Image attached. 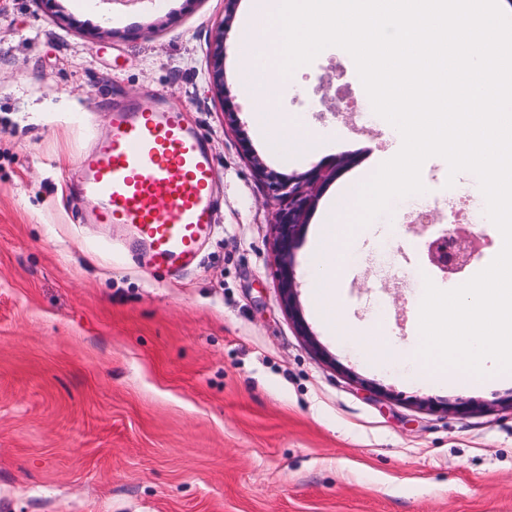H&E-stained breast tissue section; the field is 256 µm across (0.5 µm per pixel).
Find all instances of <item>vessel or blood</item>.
Returning <instances> with one entry per match:
<instances>
[{
	"label": "vessel or blood",
	"mask_w": 512,
	"mask_h": 512,
	"mask_svg": "<svg viewBox=\"0 0 512 512\" xmlns=\"http://www.w3.org/2000/svg\"><path fill=\"white\" fill-rule=\"evenodd\" d=\"M215 179L210 146L181 111L142 99L114 109L76 183L100 223L132 226L147 266L176 273L212 231Z\"/></svg>",
	"instance_id": "b4317fda"
}]
</instances>
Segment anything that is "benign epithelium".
<instances>
[{
	"mask_svg": "<svg viewBox=\"0 0 512 512\" xmlns=\"http://www.w3.org/2000/svg\"><path fill=\"white\" fill-rule=\"evenodd\" d=\"M318 177V171H311L303 177L269 176L274 196L282 207L274 224L275 244L280 257L278 269L281 292L285 304L293 307L296 298V277L293 254L297 246L305 212L315 199L308 193L309 184ZM474 256L473 241L459 232H446L430 239L427 243V257L433 266L445 273L457 272Z\"/></svg>",
	"mask_w": 512,
	"mask_h": 512,
	"instance_id": "benign-epithelium-1",
	"label": "benign epithelium"
}]
</instances>
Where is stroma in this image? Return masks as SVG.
Listing matches in <instances>:
<instances>
[{
  "label": "stroma",
  "mask_w": 512,
  "mask_h": 512,
  "mask_svg": "<svg viewBox=\"0 0 512 512\" xmlns=\"http://www.w3.org/2000/svg\"><path fill=\"white\" fill-rule=\"evenodd\" d=\"M247 8L0 0V512H512V384L424 386L319 321L313 230L327 200L400 143L387 121L358 115L366 91L334 46L283 103L331 148L299 163L270 153L239 100V58L229 46L214 56L224 20ZM218 63L220 91L208 79ZM144 97L183 112L218 173L213 230L176 276L146 269L130 227L93 223L72 177L112 109ZM255 157L284 177L323 174L294 251L310 342L282 304L279 203ZM469 212L354 228L342 314L381 319L409 352L425 280L457 287L503 246L485 224L462 272L430 265L425 241Z\"/></svg>",
  "instance_id": "obj_1"
}]
</instances>
